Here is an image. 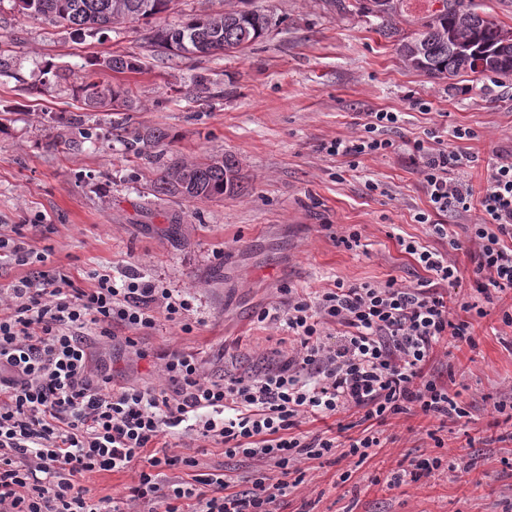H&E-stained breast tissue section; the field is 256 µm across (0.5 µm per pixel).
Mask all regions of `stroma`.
<instances>
[{
	"instance_id": "1",
	"label": "stroma",
	"mask_w": 512,
	"mask_h": 512,
	"mask_svg": "<svg viewBox=\"0 0 512 512\" xmlns=\"http://www.w3.org/2000/svg\"><path fill=\"white\" fill-rule=\"evenodd\" d=\"M274 17L268 35L240 51L183 58L161 52L150 25L117 24L76 35L65 26L18 12L0 0V225L20 224L44 259L28 267L0 261V286L40 271L76 278L98 269L135 274L186 293L199 323L184 334L164 320L125 343L113 341L100 360L114 383L160 386L157 354L201 353L209 376L250 373L288 350L280 325L258 311L285 301V289L315 293L334 281L417 284L426 273L401 252L398 237L426 240L414 215L428 206L415 165L403 155L360 158L357 168L320 152L321 143L359 134L365 113L399 112L390 138L421 137L439 120L471 128L455 150L476 156L458 177L480 188L486 165L512 153V78L462 74L433 79L406 68L393 42L354 0H255ZM138 56L135 73L109 74L129 96L98 111L73 92L87 59ZM57 66L68 78L51 82ZM212 97H196L195 76ZM429 103L430 113L414 106ZM162 142L126 149L114 124ZM227 156L239 167L242 191L218 200H185L155 186L163 164ZM379 191L367 192L365 181ZM360 227L365 248L335 242ZM475 346H449L430 364L470 418L442 431L453 469L417 484L388 488L400 464L435 454L430 422L394 420L393 440L362 465L330 459L308 471L284 499L282 512H512V468L504 449L485 444L493 404L512 394V327L499 304L487 307ZM201 471L220 468L245 481L258 464L225 456L211 443L190 447ZM476 456V469L463 465ZM352 476L338 483L344 471Z\"/></svg>"
}]
</instances>
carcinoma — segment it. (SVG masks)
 <instances>
[{
  "mask_svg": "<svg viewBox=\"0 0 512 512\" xmlns=\"http://www.w3.org/2000/svg\"><path fill=\"white\" fill-rule=\"evenodd\" d=\"M174 0H16L19 11L61 23L80 35L115 23L135 24L158 18L170 10ZM440 8L422 17L409 36L396 38L395 52L402 63L436 79L464 73L512 75V29L478 12L471 0H438ZM410 0H387L379 17V31L388 38L396 32L388 19L405 12ZM270 15L244 7L221 16L202 12L152 31V42L178 55L215 56L232 53L263 39ZM141 59L130 54L94 58L84 66L74 95L92 108L105 107L128 97V90L112 85L106 73L136 72ZM242 189L235 160L230 157L169 166L157 191L184 199H222Z\"/></svg>",
  "mask_w": 512,
  "mask_h": 512,
  "instance_id": "cac0c4a2",
  "label": "carcinoma"
}]
</instances>
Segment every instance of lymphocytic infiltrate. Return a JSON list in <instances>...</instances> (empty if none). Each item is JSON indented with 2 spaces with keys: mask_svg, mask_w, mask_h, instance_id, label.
I'll use <instances>...</instances> for the list:
<instances>
[{
  "mask_svg": "<svg viewBox=\"0 0 512 512\" xmlns=\"http://www.w3.org/2000/svg\"><path fill=\"white\" fill-rule=\"evenodd\" d=\"M399 121L396 112L366 113L358 136L321 149L352 162L408 153L431 205L415 221L452 249L458 239L433 213L479 207L480 222L465 227L478 248L476 301L450 305L446 289L459 282L457 267L447 254L402 238L399 246L428 280H338L312 296L289 291L287 304L257 316L282 324L291 344L286 358L264 371L215 379L196 353H165L157 388L113 384L94 368L93 348L111 339L116 323L130 330L131 347L136 333L161 317L192 332L187 295L98 271L89 273L88 288L60 272L21 277L0 289V512H280L309 463L336 454L365 462L386 444L392 419L420 415L445 425L465 418L456 395L427 366L441 343L474 344L484 302L512 290V154L488 164L477 199L453 175L470 156L449 145L474 131L440 123L421 138L384 137ZM350 412L358 416V436H348L343 423L335 436L301 429L307 420ZM185 435L262 462L264 471L242 491L223 470L198 472L196 459L173 449ZM131 468L137 479L119 502L82 484L89 473Z\"/></svg>",
  "mask_w": 512,
  "mask_h": 512,
  "instance_id": "1",
  "label": "lymphocytic infiltrate"
}]
</instances>
